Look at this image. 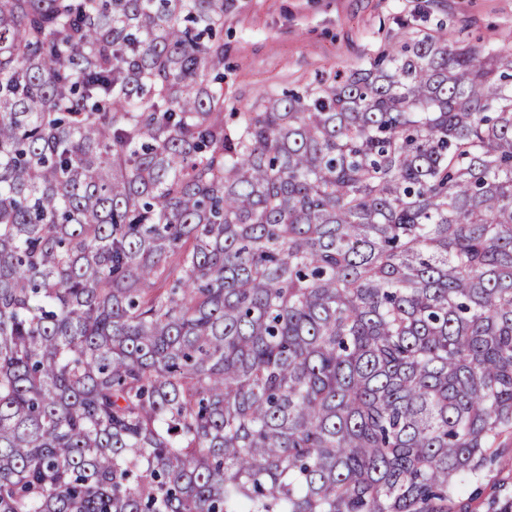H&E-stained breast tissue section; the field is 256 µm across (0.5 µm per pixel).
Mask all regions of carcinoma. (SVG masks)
I'll return each mask as SVG.
<instances>
[{
  "mask_svg": "<svg viewBox=\"0 0 512 512\" xmlns=\"http://www.w3.org/2000/svg\"><path fill=\"white\" fill-rule=\"evenodd\" d=\"M235 2L0 0V512H457L512 432V61L229 125Z\"/></svg>",
  "mask_w": 512,
  "mask_h": 512,
  "instance_id": "cac0c4a2",
  "label": "carcinoma"
}]
</instances>
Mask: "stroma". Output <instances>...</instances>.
Instances as JSON below:
<instances>
[{
    "instance_id": "35a3bbf8",
    "label": "stroma",
    "mask_w": 512,
    "mask_h": 512,
    "mask_svg": "<svg viewBox=\"0 0 512 512\" xmlns=\"http://www.w3.org/2000/svg\"><path fill=\"white\" fill-rule=\"evenodd\" d=\"M423 0H238L224 20V95L249 111L264 92L346 72L373 56L400 18L418 28L445 20L459 43L512 55V0H447L422 13ZM466 512H498L512 502V470L490 465L460 494Z\"/></svg>"
}]
</instances>
